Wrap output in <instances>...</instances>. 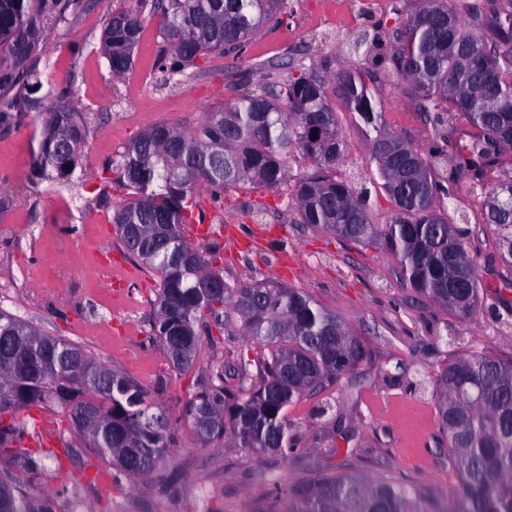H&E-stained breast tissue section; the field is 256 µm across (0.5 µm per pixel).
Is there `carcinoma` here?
Returning <instances> with one entry per match:
<instances>
[{
    "label": "carcinoma",
    "mask_w": 512,
    "mask_h": 512,
    "mask_svg": "<svg viewBox=\"0 0 512 512\" xmlns=\"http://www.w3.org/2000/svg\"><path fill=\"white\" fill-rule=\"evenodd\" d=\"M394 2L393 24L375 23L373 57L427 121L441 127L445 113H461L471 127L466 141L440 132L422 154L383 124L377 72H337L331 56L310 65L287 56L255 65L263 82L253 88L243 80L194 130L153 125L105 166L130 190L112 206V224L158 277L150 339L170 367L188 374L202 333L214 328L238 323L249 337L231 359L210 363L206 385L183 405L181 417L205 445L228 439L288 453L297 443L288 407L335 383L364 351L335 313L300 289L226 282L217 251H201L184 235L200 194L218 204L231 188L287 187L281 205L295 207L297 223L380 246L407 285L466 319L480 302L482 281L467 230L448 216L446 183L489 182L482 218L497 231L499 260L512 267V172L498 169V156L512 151V10L478 0L465 22L448 0H416L408 14L406 0ZM92 8V0H0V129L34 117L41 125L36 166L59 184L79 165L88 117L69 89L42 79L33 59L55 30ZM156 14L157 81L168 88L215 52L241 69L249 41L289 22L294 10L292 0H136V8L113 12L103 32L112 79L132 68L144 20ZM332 92L357 116L396 207L387 224L373 223L367 197L336 177L346 144ZM297 154L311 169L295 177ZM434 393L440 438L459 479L453 512H512V360L461 352L437 375ZM53 406L64 409L75 438L130 482L156 472L179 444L166 410L139 382L1 308L0 462L20 456L14 445L25 425L16 413ZM28 484L19 470L1 468L0 502L10 512H47V501L31 496ZM273 485L287 512H441L403 482L349 469L285 489Z\"/></svg>",
    "instance_id": "1"
}]
</instances>
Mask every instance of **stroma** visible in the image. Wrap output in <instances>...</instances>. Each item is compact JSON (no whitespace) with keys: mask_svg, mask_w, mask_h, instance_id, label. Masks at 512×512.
<instances>
[{"mask_svg":"<svg viewBox=\"0 0 512 512\" xmlns=\"http://www.w3.org/2000/svg\"><path fill=\"white\" fill-rule=\"evenodd\" d=\"M133 5L134 0H103L58 28L43 47L41 62L53 83L71 87L88 117L71 183L61 186L40 176L34 164L38 122L28 119L0 131V225L32 228L0 237V307L78 342L144 385L176 422L180 444L157 473L134 482L106 477V464L79 444L63 462L71 483L42 468L30 476L32 492L47 494L56 512H65L75 498L89 512H265L272 501L271 477L289 486L349 464L363 474L402 480L443 512L453 502L458 477L448 464L447 445L438 440L433 381L462 350L512 359V289L503 287L512 280V268L496 259L494 233L481 222V192L463 180L451 186L455 214L466 219L468 251L483 282L479 307L462 320L407 286L382 248H362L298 223L276 191L228 190L225 223L245 235L263 228L267 240L253 252L218 240L225 281L270 279L301 289L354 331L365 356L335 384L289 408L298 442L288 457L228 443L203 446L182 421V406L203 380L207 361L239 349L245 333L235 325L204 337L191 372L170 371L163 350L149 339L157 279L126 252L115 235L111 208L97 206L95 199L104 187L112 200L126 198L119 183H104L102 171L132 139L158 123L196 127L204 112L231 97L233 76L224 57L213 53L203 72L177 88L158 87L154 68L161 37L153 17L144 23L132 68L113 79L102 53L103 31L109 13ZM392 5V0H293V21L254 36L246 63L286 55L315 63L332 56L340 69L370 67L371 57L346 54L340 45L362 23L360 8L380 17ZM376 94L384 104L385 125L427 151L434 127L388 81L377 85ZM332 102L346 142L337 171L368 193L374 222L388 223L395 206L362 130L342 98ZM257 203L269 208L259 226L249 216ZM59 290L74 293V300L55 302Z\"/></svg>","mask_w":512,"mask_h":512,"instance_id":"stroma-1","label":"stroma"}]
</instances>
